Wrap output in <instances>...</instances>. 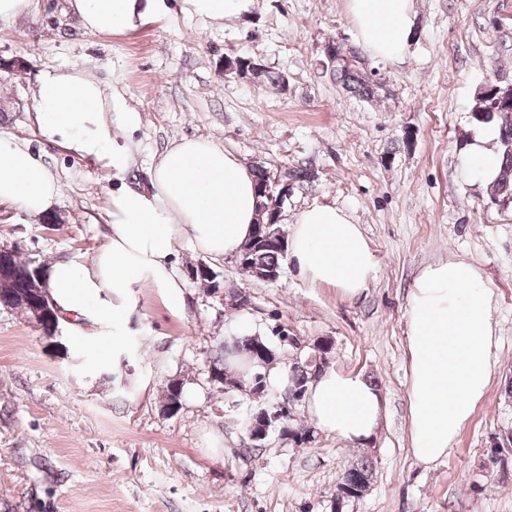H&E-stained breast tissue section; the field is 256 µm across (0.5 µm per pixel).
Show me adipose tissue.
<instances>
[{
    "label": "adipose tissue",
    "instance_id": "obj_1",
    "mask_svg": "<svg viewBox=\"0 0 512 512\" xmlns=\"http://www.w3.org/2000/svg\"><path fill=\"white\" fill-rule=\"evenodd\" d=\"M183 13L230 21L249 12L252 0H179ZM415 0H347L359 42L378 59L401 60L413 36ZM67 10L92 34H127L146 21H163L166 0H67ZM35 119L44 139L111 170L120 184L108 194L110 233L90 264L58 260L45 277L63 318L102 327L125 321L136 290L160 289L167 307H184V283L175 271L177 239L218 259L241 251L258 220L253 175L211 138H182L160 155L146 184L127 183L133 164L132 133L139 112L108 92L86 68H52L40 74ZM486 131L463 163L490 186L499 162ZM61 195L57 176L42 157L15 137L0 134V205L33 217L49 214ZM288 254L310 282L336 286L346 296L364 291L373 273L368 241L342 209L316 205L299 213ZM494 293L480 272L462 261L425 268L406 309L409 425L415 459L431 465L485 397L496 345ZM307 408L321 430L365 443L383 414L378 389L336 370L310 387Z\"/></svg>",
    "mask_w": 512,
    "mask_h": 512
}]
</instances>
